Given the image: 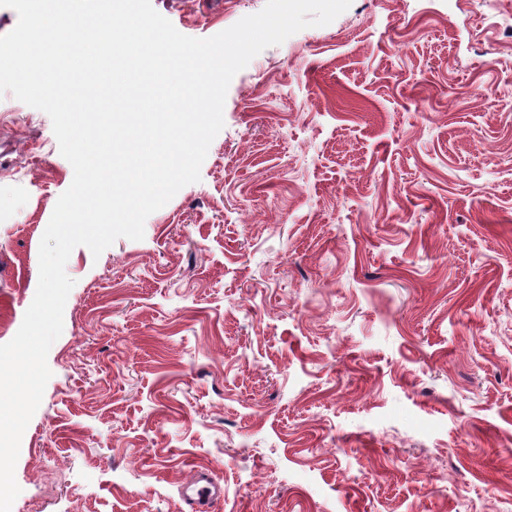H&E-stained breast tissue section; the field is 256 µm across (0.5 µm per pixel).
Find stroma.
<instances>
[{
	"label": "stroma",
	"instance_id": "stroma-1",
	"mask_svg": "<svg viewBox=\"0 0 512 512\" xmlns=\"http://www.w3.org/2000/svg\"><path fill=\"white\" fill-rule=\"evenodd\" d=\"M266 0H152L211 37ZM199 182L76 247L11 512H512V0H352L232 79ZM74 172L0 94V344ZM222 496V484L206 469L195 470L182 489V498L192 512H208L210 504Z\"/></svg>",
	"mask_w": 512,
	"mask_h": 512
}]
</instances>
